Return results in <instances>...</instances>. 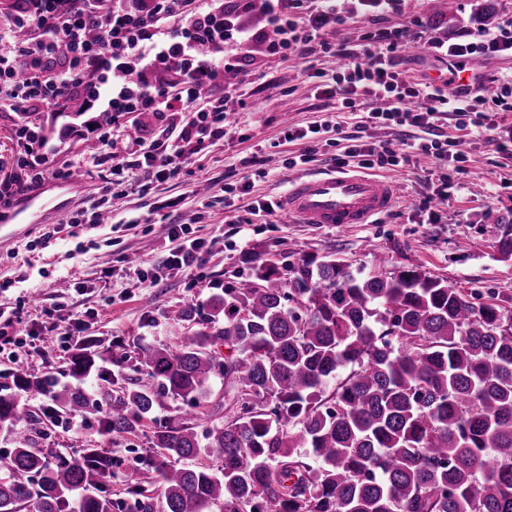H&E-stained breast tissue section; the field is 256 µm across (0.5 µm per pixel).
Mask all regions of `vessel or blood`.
I'll return each mask as SVG.
<instances>
[{"instance_id":"vessel-or-blood-1","label":"vessel or blood","mask_w":512,"mask_h":512,"mask_svg":"<svg viewBox=\"0 0 512 512\" xmlns=\"http://www.w3.org/2000/svg\"><path fill=\"white\" fill-rule=\"evenodd\" d=\"M396 198L393 182L357 172L316 173L296 179L284 198L288 214L304 224H332L345 229L365 224L390 209ZM49 203L32 196L13 212V219L39 222Z\"/></svg>"}]
</instances>
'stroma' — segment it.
<instances>
[{
  "label": "stroma",
  "mask_w": 512,
  "mask_h": 512,
  "mask_svg": "<svg viewBox=\"0 0 512 512\" xmlns=\"http://www.w3.org/2000/svg\"><path fill=\"white\" fill-rule=\"evenodd\" d=\"M381 26L409 29L423 39L465 42L471 32L512 23V0H400L394 13L380 18ZM236 57L248 76L235 92L245 110L231 115L224 140L195 155L189 175L125 199L112 222L91 226L68 223V216L98 197L112 166L81 165L85 139L77 134H50L55 173L36 189L61 206L59 214L36 224L5 225L0 239V309L17 312L23 326L64 325L93 312L99 344L119 342L128 349L169 341V330L185 304H207L217 288L234 275L248 272L257 261L285 265L300 256L336 255L356 266L369 265L372 254L384 255L389 269L418 266L448 278L481 300L512 296V262H501L495 247L499 227L512 224V162L499 153L497 142L512 141V112L494 103L503 82L512 80V57L480 59L472 93L482 102L488 137H462L464 162L440 169L428 155H414L402 168H372L373 176L392 181L398 197L390 210L368 224L340 230L329 224H300L287 212L270 220L234 224L232 214H247L254 201L285 196L300 176L333 171L332 157L344 151L341 135H321L311 162L289 167V158L308 143L287 141L285 125L306 129L319 120L330 103L317 90V70L340 66L325 55L305 62L295 56L268 57L262 40L238 46ZM265 160V175H249L252 156ZM249 176L248 193L236 195L233 208L224 205L228 173ZM208 197L201 206L200 197ZM187 225L192 237L204 239L208 254L197 269L182 272L163 263L169 248L168 223ZM137 254L155 279L139 283L128 270V257ZM71 353L66 348L46 354L36 343L17 347L0 339V381L24 368L51 372L59 383H70ZM97 412L82 415L78 432L44 419L41 446L65 456L95 446L111 449L118 463L108 485L114 512H137L127 489L135 478L137 459L150 453L152 423L111 444Z\"/></svg>",
  "instance_id": "obj_1"
}]
</instances>
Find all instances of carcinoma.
I'll return each mask as SVG.
<instances>
[{
	"mask_svg": "<svg viewBox=\"0 0 512 512\" xmlns=\"http://www.w3.org/2000/svg\"><path fill=\"white\" fill-rule=\"evenodd\" d=\"M512 260V224L496 241ZM175 342L139 348L136 376L102 419L134 432L166 399L194 407L222 378L237 386L232 418L197 432L186 412L156 423L135 485L161 488L162 512H512V312L416 267L368 269L334 255L281 269L258 261L208 307L187 304ZM124 345L78 346L82 381ZM333 387L330 398L324 394ZM43 413L82 415L98 400L48 375L0 385V429L15 447L0 467V512H113L112 455L73 458L36 446ZM215 467L187 461L201 449Z\"/></svg>",
	"mask_w": 512,
	"mask_h": 512,
	"instance_id": "cac0c4a2",
	"label": "carcinoma"
}]
</instances>
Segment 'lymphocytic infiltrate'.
<instances>
[{
	"label": "lymphocytic infiltrate",
	"instance_id": "lymphocytic-infiltrate-1",
	"mask_svg": "<svg viewBox=\"0 0 512 512\" xmlns=\"http://www.w3.org/2000/svg\"><path fill=\"white\" fill-rule=\"evenodd\" d=\"M299 0H267V27L261 33L269 56L293 54L301 59L318 53L337 52L344 64L324 75L321 96L335 100L336 112L362 110L360 96L379 99L377 107L366 111L365 123L346 136L347 145L335 164L360 168L401 167L412 154L433 156L440 164L464 161L458 138L435 126V114H452L457 130L472 136L485 133L479 121L480 103L468 96L469 87L459 82L464 59L473 56L512 54V24L499 32L476 35L465 44L430 42L439 58L456 60L452 77L455 92L446 95L430 84H413L402 69V51L408 30L377 28L364 34L359 43L332 48L316 41L314 30L349 17L345 0H320L314 17L298 13ZM97 0H31L30 6L16 9L0 20V103L20 116L15 129L21 150L20 170L0 176V205L39 186L51 172V151L47 141L27 115L31 112L63 111L69 98L93 88L94 106L121 117L128 112H149L162 121L161 134L136 139V148L113 164L105 179L104 193L89 209L76 211L74 224H96L102 212L134 189L179 176L193 155L224 138L229 118L237 110L228 95L202 96L201 87L224 80L226 74L244 78L238 62L206 59L198 47L204 43L238 45L252 39L235 9L224 0H154L143 11L134 5L113 7L98 16ZM99 26L103 37L87 36L89 25ZM18 29L27 30L26 43L14 38ZM65 58H58L59 47ZM179 124H172V117ZM418 128V135L399 144H376L366 140L367 125ZM183 224L170 225L169 240L177 241L165 259L168 269L188 271L199 267L204 244L186 237Z\"/></svg>",
	"mask_w": 512,
	"mask_h": 512
}]
</instances>
